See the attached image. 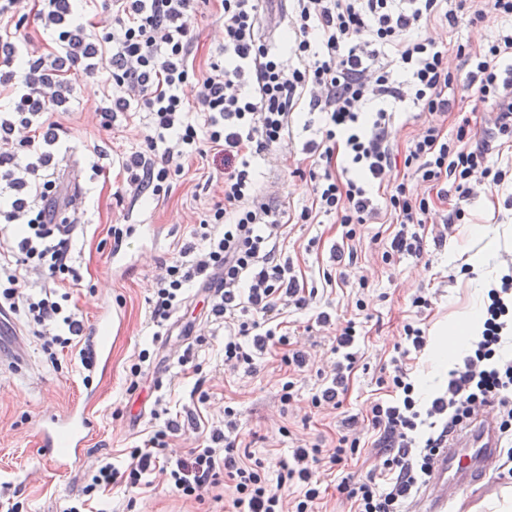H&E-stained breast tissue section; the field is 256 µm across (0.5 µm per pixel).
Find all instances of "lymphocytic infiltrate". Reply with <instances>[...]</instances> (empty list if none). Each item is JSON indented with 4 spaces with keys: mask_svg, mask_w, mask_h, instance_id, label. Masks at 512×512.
<instances>
[{
    "mask_svg": "<svg viewBox=\"0 0 512 512\" xmlns=\"http://www.w3.org/2000/svg\"><path fill=\"white\" fill-rule=\"evenodd\" d=\"M215 0H0V221L12 244L0 252V308L22 314L45 351L68 347L83 332L78 314L56 300L54 283L73 276L70 219L76 211L61 177L68 152L54 125L41 120L49 108L78 103L81 81L103 79L110 91L99 110L102 126L118 113H143L147 133L127 152L122 173L134 198L159 195L182 171L181 159L213 151L224 168L223 197L201 217L197 242L155 279L150 320L163 327L187 299L190 287L220 281L210 312L232 330L224 340V363L252 370L256 355L287 345L278 317L307 303L288 264L276 258L279 230L305 224L313 215L334 217L347 239L379 217L374 186L386 185V208L400 229L390 242L397 255L421 257L418 231L432 209L430 198L392 179L396 165L390 140L389 102L411 103L421 112L448 114L456 89L471 93L494 114L493 135L512 138V0H292L282 29L281 53L260 35L261 0H216L224 14V40L205 72H195L192 21ZM106 18L92 33L86 12ZM36 16L51 50L22 38L20 27ZM495 22L478 44L447 43L426 36L435 25L448 30ZM295 65L285 66V56ZM457 66H450L449 57ZM196 80L202 122L191 121L181 88ZM319 113L321 138L309 142L312 203L300 211L274 207L257 190L252 156L270 153L291 137L301 109ZM403 164L414 179L438 187L453 184L468 200L474 184L504 185L506 169L490 165L486 143H472L468 122L455 134L431 121L409 141ZM361 324L347 320L332 341L341 356L330 378L313 395L316 408L339 407L355 364ZM512 270L488 289L481 328L461 362L448 373L444 391L422 405L410 374V351L428 343L414 322L402 329L403 350L391 359L382 383L392 399L375 401L370 423L379 436V459L361 478L346 474L338 493L353 512H405L432 476V460L480 412L493 414L499 454L512 464ZM240 412L224 408L223 429L207 445L170 453L179 430L166 420L133 448L125 469L101 464L80 499L66 512H93L100 489L116 481L144 493L153 472L165 475L185 499L224 487L231 512H316L325 472L357 455V417L345 418L334 448L298 445L289 457L269 463L239 448L234 433Z\"/></svg>",
    "mask_w": 512,
    "mask_h": 512,
    "instance_id": "obj_1",
    "label": "lymphocytic infiltrate"
}]
</instances>
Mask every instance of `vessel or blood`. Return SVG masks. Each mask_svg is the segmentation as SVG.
Listing matches in <instances>:
<instances>
[{
    "label": "vessel or blood",
    "instance_id": "b4317fda",
    "mask_svg": "<svg viewBox=\"0 0 512 512\" xmlns=\"http://www.w3.org/2000/svg\"><path fill=\"white\" fill-rule=\"evenodd\" d=\"M114 327V317L107 312L101 314L94 329L87 332L85 342L91 352L92 370H103L109 364L112 349L104 335ZM35 430L45 455L59 467H67L71 459L86 448L94 432L87 401L79 400L62 412L41 416L35 423ZM498 446L494 419L485 413L476 418L467 432L440 449L434 458L432 481L441 492L431 499L426 512H449L473 474L486 473L493 468Z\"/></svg>",
    "mask_w": 512,
    "mask_h": 512
}]
</instances>
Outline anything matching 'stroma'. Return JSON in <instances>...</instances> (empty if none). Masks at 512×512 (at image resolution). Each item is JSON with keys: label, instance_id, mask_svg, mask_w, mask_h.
<instances>
[{"label": "stroma", "instance_id": "35a3bbf8", "mask_svg": "<svg viewBox=\"0 0 512 512\" xmlns=\"http://www.w3.org/2000/svg\"><path fill=\"white\" fill-rule=\"evenodd\" d=\"M224 17L219 6L197 17L194 23L197 72H204L211 51L222 37ZM103 88L98 82L81 85L80 100L67 110H48V120L61 127L60 136L69 149L65 181L70 190L84 194L86 208L77 212L78 228L72 246L73 266L80 281L67 286L69 305L82 315L86 328H93L102 309L119 312L120 334L111 336L112 360L102 377L96 378V396L89 403L95 435L82 462L60 471L41 454L34 433L36 420L45 412L61 410L82 398L84 375L77 350L57 352L48 358L38 337L29 335L24 348L28 365L21 371L0 366V512L19 503L18 512H64L81 496L83 487L100 460L122 466L131 448L139 445L154 425L155 408L177 415L180 431L171 438L172 448L183 451L204 441L210 429L224 426V406L235 404L240 413L238 440L257 456L287 457L297 444L336 443L343 418L354 415L366 420L369 406L386 391L378 383L400 341L403 321L421 318L427 333L482 305L484 291L512 262V237L502 240L490 266L482 268L470 257L482 243L471 234L473 225H485L489 236L503 226L512 227V187L501 186L466 202L456 195L437 202L422 228L421 258L395 257L383 262L382 254L396 227L367 224L355 239L343 238L339 224L326 218L313 224H288L282 228L279 251L287 258L293 275L313 293L307 306L289 307V329L310 354V363L300 375L290 376L282 361V349L259 354L253 370L231 371L224 367V322L208 316L205 294L190 290L188 318L171 322L167 332L155 333L149 320V300L159 266L178 256L180 246L191 239L199 225L197 214L221 196L222 167L211 159H192L173 177L166 192L149 205L130 206L119 164L131 146L142 139L145 126L133 113L117 117L111 127L100 125L97 109ZM320 120L310 126L295 123L290 142L272 162H252L259 187L277 179L279 192L271 205L290 203L301 208L311 203V186L302 178L310 160L307 142L318 139ZM461 204L465 216L451 228L442 221L453 204ZM114 224L130 226L121 245H114L108 229ZM446 241H439L440 231ZM120 261H112L113 251ZM354 251L357 259L348 281L326 282L335 273L336 251ZM431 295V306L416 312L411 304L418 291ZM366 309L357 312L356 300ZM327 311L332 323L319 329L315 321ZM363 321V338L356 349L357 362L350 374L348 392L340 408L318 410L311 398L330 375L337 360L330 336L353 317ZM153 352L152 362L136 391H129V367L141 349ZM189 366H181V356ZM294 380V399L287 416L278 412V392L286 380ZM151 492L133 496L124 485L107 488L99 495L105 512H225L213 493L202 500H186L170 491L161 474H153Z\"/></svg>", "mask_w": 512, "mask_h": 512}]
</instances>
